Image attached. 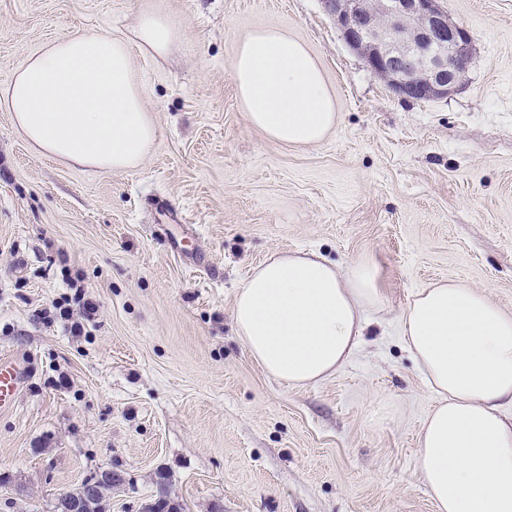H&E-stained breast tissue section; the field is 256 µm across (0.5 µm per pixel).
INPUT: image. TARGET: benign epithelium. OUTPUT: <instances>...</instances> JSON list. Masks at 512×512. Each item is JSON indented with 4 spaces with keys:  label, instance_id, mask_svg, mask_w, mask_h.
Listing matches in <instances>:
<instances>
[{
    "label": "benign epithelium",
    "instance_id": "benign-epithelium-1",
    "mask_svg": "<svg viewBox=\"0 0 512 512\" xmlns=\"http://www.w3.org/2000/svg\"><path fill=\"white\" fill-rule=\"evenodd\" d=\"M346 43L368 67L388 79L404 101L444 96L473 57V37L453 23L437 0H325ZM112 471L57 497L59 512H77L80 500L103 492Z\"/></svg>",
    "mask_w": 512,
    "mask_h": 512
}]
</instances>
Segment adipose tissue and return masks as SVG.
<instances>
[{
    "mask_svg": "<svg viewBox=\"0 0 512 512\" xmlns=\"http://www.w3.org/2000/svg\"><path fill=\"white\" fill-rule=\"evenodd\" d=\"M185 32L144 7L124 33H79L30 55L0 88L12 123L43 157L101 171H133L153 148L135 55L168 57ZM233 78L249 125L290 146L335 128L334 95L308 46L262 28L236 47ZM382 304L373 267L348 271L315 253H275L238 288L233 318L252 361L303 387L353 355L368 311ZM402 341L437 401L417 462L437 512H512V313L466 283L420 289L400 315Z\"/></svg>",
    "mask_w": 512,
    "mask_h": 512,
    "instance_id": "obj_1",
    "label": "adipose tissue"
}]
</instances>
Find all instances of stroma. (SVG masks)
<instances>
[{
  "label": "stroma",
  "instance_id": "obj_1",
  "mask_svg": "<svg viewBox=\"0 0 512 512\" xmlns=\"http://www.w3.org/2000/svg\"><path fill=\"white\" fill-rule=\"evenodd\" d=\"M147 0H0V87L53 39L128 30ZM186 32L136 56L158 139L132 172L34 152L0 102V512H54L105 469L110 512L165 484L181 512H436L416 461L436 402L399 317L460 280L512 312V0H439L474 36L448 95L404 101L322 0H154ZM280 27L318 59L335 129L291 147L249 126L238 42ZM373 265L383 294L354 355L292 388L250 359L235 292L269 255ZM81 275L85 335L48 319ZM20 380V372L14 365L0 363V407L10 404Z\"/></svg>",
  "mask_w": 512,
  "mask_h": 512
}]
</instances>
